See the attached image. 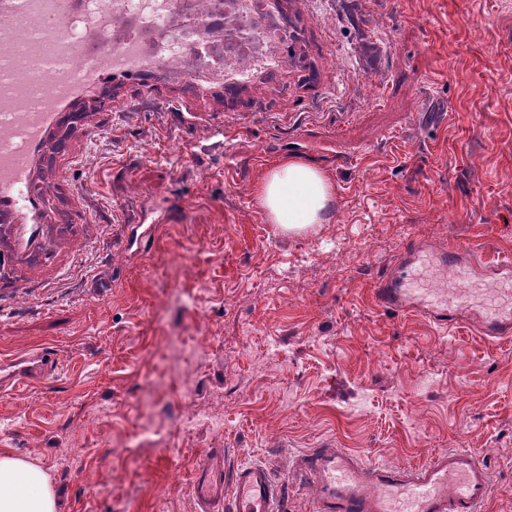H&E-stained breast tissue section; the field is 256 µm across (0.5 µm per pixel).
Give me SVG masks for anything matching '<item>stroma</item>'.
Listing matches in <instances>:
<instances>
[{"label":"stroma","instance_id":"1","mask_svg":"<svg viewBox=\"0 0 512 512\" xmlns=\"http://www.w3.org/2000/svg\"><path fill=\"white\" fill-rule=\"evenodd\" d=\"M302 55L235 96L214 124L181 123L192 86L122 100L112 129L71 126L87 152L57 199L68 269L15 311L0 276V355L42 346L61 371L0 392V453L41 467L58 512H199L213 448L286 480L281 512H314L292 460L331 445L394 466L469 448L492 472L485 512H512V341L442 335L377 308L372 288L407 241L512 256V0H293ZM297 158L336 183L324 221L288 233L255 188ZM180 339L191 387L165 368ZM217 406L223 433L178 432L182 398ZM164 450L123 444L136 423Z\"/></svg>","mask_w":512,"mask_h":512}]
</instances>
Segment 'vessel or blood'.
I'll return each mask as SVG.
<instances>
[{"instance_id":"1","label":"vessel or blood","mask_w":512,"mask_h":512,"mask_svg":"<svg viewBox=\"0 0 512 512\" xmlns=\"http://www.w3.org/2000/svg\"><path fill=\"white\" fill-rule=\"evenodd\" d=\"M179 33L215 24V10L196 0H172ZM86 0H0V223L14 227L10 247L22 255L36 250L45 228L51 187L31 188L48 134L88 92L115 80L150 89L169 68L156 18L141 14L121 28L95 19L84 39L70 37L74 18L85 15ZM257 32L242 26L232 37L250 49L239 57L215 60L204 47L190 52L198 70L183 75L198 83L202 70L220 73L225 89L251 83L258 67L278 66L280 57L254 54ZM51 91H44L45 80ZM472 282L461 296L448 279ZM375 304L400 314L421 315L441 332L461 329L490 342L512 340V260L487 262L478 252L456 245L433 247L410 240L399 261L380 275ZM59 369L55 353L41 348L29 356L0 359V387L36 384ZM294 475L315 492V512H482L491 474L482 458L465 448L444 449L411 468L366 460L343 448H312L298 456ZM192 492L202 512L230 503L231 512H279L281 488L263 464L237 466L224 475V453L209 452L196 469Z\"/></svg>"}]
</instances>
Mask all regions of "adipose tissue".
<instances>
[{
	"instance_id": "ef3b65f1",
	"label": "adipose tissue",
	"mask_w": 512,
	"mask_h": 512,
	"mask_svg": "<svg viewBox=\"0 0 512 512\" xmlns=\"http://www.w3.org/2000/svg\"><path fill=\"white\" fill-rule=\"evenodd\" d=\"M255 195L272 223L297 232L322 223L336 185L319 169L285 159L274 164ZM0 512H57L49 476L22 458L0 453Z\"/></svg>"
}]
</instances>
